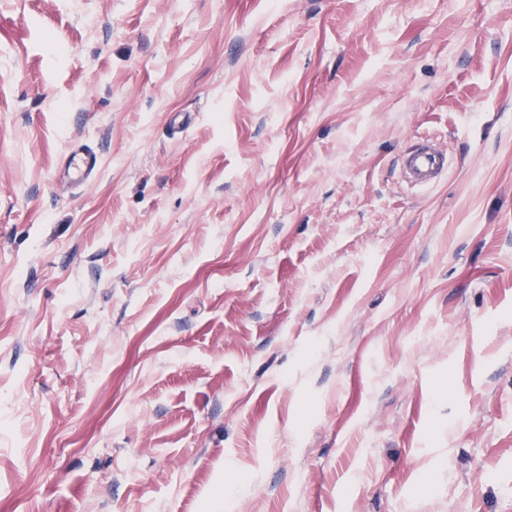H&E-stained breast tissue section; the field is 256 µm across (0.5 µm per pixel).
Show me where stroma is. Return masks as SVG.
I'll return each instance as SVG.
<instances>
[{
	"instance_id": "1",
	"label": "stroma",
	"mask_w": 512,
	"mask_h": 512,
	"mask_svg": "<svg viewBox=\"0 0 512 512\" xmlns=\"http://www.w3.org/2000/svg\"><path fill=\"white\" fill-rule=\"evenodd\" d=\"M0 512H512V0H0ZM401 179L412 188H432L448 169L447 150L433 136H422L414 147L401 157ZM68 170L72 169L79 184H84L96 176L99 165L97 151L72 145L67 153Z\"/></svg>"
}]
</instances>
